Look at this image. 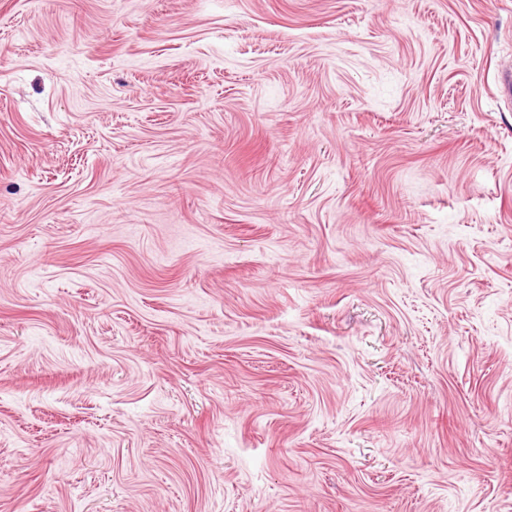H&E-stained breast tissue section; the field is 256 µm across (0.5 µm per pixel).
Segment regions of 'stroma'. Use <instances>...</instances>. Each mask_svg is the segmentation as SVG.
<instances>
[{
    "label": "stroma",
    "instance_id": "1",
    "mask_svg": "<svg viewBox=\"0 0 512 512\" xmlns=\"http://www.w3.org/2000/svg\"><path fill=\"white\" fill-rule=\"evenodd\" d=\"M512 0H0V512H512Z\"/></svg>",
    "mask_w": 512,
    "mask_h": 512
}]
</instances>
